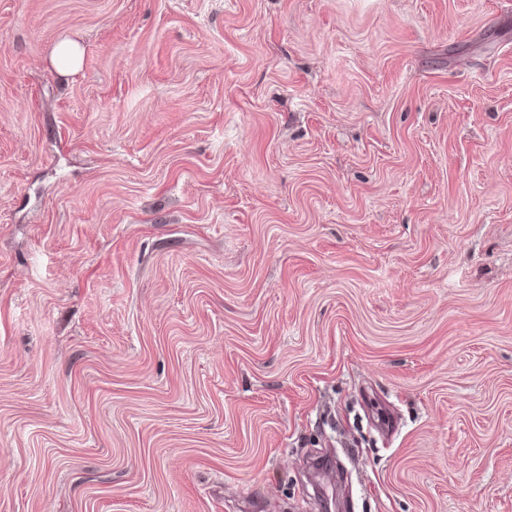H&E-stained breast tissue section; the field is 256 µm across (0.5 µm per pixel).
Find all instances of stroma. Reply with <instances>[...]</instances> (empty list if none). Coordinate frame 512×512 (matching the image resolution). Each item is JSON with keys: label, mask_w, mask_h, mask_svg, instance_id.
<instances>
[{"label": "stroma", "mask_w": 512, "mask_h": 512, "mask_svg": "<svg viewBox=\"0 0 512 512\" xmlns=\"http://www.w3.org/2000/svg\"><path fill=\"white\" fill-rule=\"evenodd\" d=\"M329 499L512 512V0H0V512ZM80 45L70 39H62L57 43L53 52V62L63 72L76 71L82 59Z\"/></svg>", "instance_id": "obj_1"}]
</instances>
